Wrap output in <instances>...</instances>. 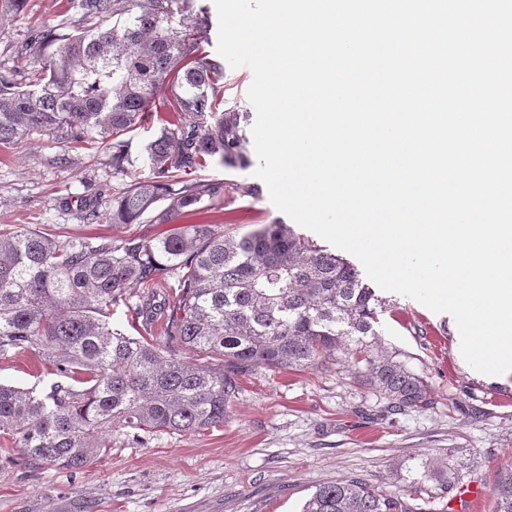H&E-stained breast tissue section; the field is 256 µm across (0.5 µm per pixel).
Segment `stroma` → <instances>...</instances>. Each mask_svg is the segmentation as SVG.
Wrapping results in <instances>:
<instances>
[{
    "mask_svg": "<svg viewBox=\"0 0 512 512\" xmlns=\"http://www.w3.org/2000/svg\"><path fill=\"white\" fill-rule=\"evenodd\" d=\"M62 19L60 0H28L20 15L0 24V73L12 71L33 24ZM66 151L36 134L19 154L0 151V224L73 237L170 233V225L149 221L80 222V202L111 198L119 181L111 168L80 155L68 166L54 164ZM258 164L252 153L245 165L202 171V178L223 184L224 194L200 203L181 223L239 234L288 223L255 177ZM378 297L385 307L379 339L429 381L432 408L387 413L386 400L351 383L339 365L258 367L241 378L223 426L149 436L116 428L107 453L77 473L24 466L0 447V512H301L317 486L347 477L396 494L421 482V493L407 500L411 512H448L443 476L491 490L498 471L512 464V375L474 371L461 355L451 315L394 292ZM59 379L33 353L0 354L2 384L43 395Z\"/></svg>",
    "mask_w": 512,
    "mask_h": 512,
    "instance_id": "stroma-1",
    "label": "stroma"
}]
</instances>
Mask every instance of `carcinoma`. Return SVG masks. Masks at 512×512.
<instances>
[{
  "label": "carcinoma",
  "mask_w": 512,
  "mask_h": 512,
  "mask_svg": "<svg viewBox=\"0 0 512 512\" xmlns=\"http://www.w3.org/2000/svg\"><path fill=\"white\" fill-rule=\"evenodd\" d=\"M70 22L33 30L31 54L0 75V149L33 134L89 154L112 148V176L132 163L122 136L156 117L135 176L79 208L84 224H173L222 185L193 177L247 160L244 116L224 108V65L211 57L196 0H67ZM124 303L165 344L112 328ZM381 301L349 262L283 224L230 235L184 224L154 239L0 230V352L31 351L66 378L39 397L0 384V438L23 464L77 472L112 447V429L197 432L224 424L237 378L340 365L392 412L428 409V381L379 343ZM187 348L204 359L176 357ZM512 512V466L492 487ZM360 478L319 485L303 512H406Z\"/></svg>",
  "instance_id": "carcinoma-1"
}]
</instances>
